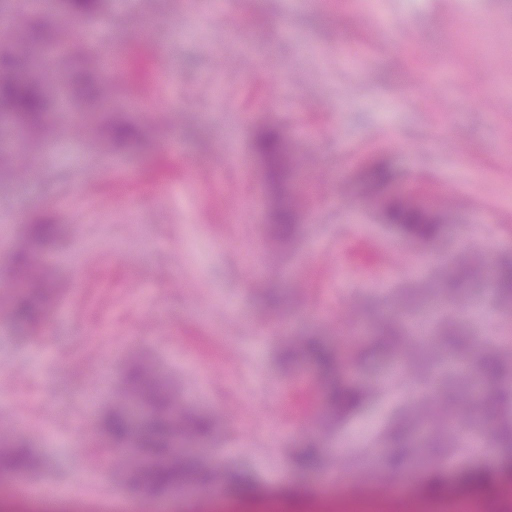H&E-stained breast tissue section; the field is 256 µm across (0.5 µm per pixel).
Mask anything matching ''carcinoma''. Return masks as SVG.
Listing matches in <instances>:
<instances>
[{
	"label": "carcinoma",
	"mask_w": 512,
	"mask_h": 512,
	"mask_svg": "<svg viewBox=\"0 0 512 512\" xmlns=\"http://www.w3.org/2000/svg\"><path fill=\"white\" fill-rule=\"evenodd\" d=\"M64 13L83 19L99 14L103 0H60ZM49 37L43 25H29L15 33L19 47L0 48V117L33 130L43 128L47 113L52 108L51 89L47 79L37 69L35 54L39 45ZM150 49L146 45L133 47L122 62L120 79L128 92L138 93L148 79ZM103 65L98 58L77 54L65 73L73 96L91 112H108L112 93L104 86ZM107 137L120 143H130L140 137L137 126L120 117L109 119L104 127ZM252 150L262 162L268 186L273 193L272 224L280 238H294L299 223V204L293 193L294 162L280 132L273 125H259L253 130ZM395 175L383 164L373 167L365 178L366 189L376 193L384 190ZM385 223L396 227L407 243L428 242L438 238L442 225L434 218L430 207L414 205L407 198L391 194L381 210ZM59 227L46 215H39L29 223L22 253L18 254L13 274L24 283V289L13 296L12 314L20 321L35 323L45 313L52 289L47 280L37 275L31 255L53 242ZM475 274L473 266L455 263L441 277L437 307L454 305L462 296V285ZM495 288L502 301L512 302V260L502 261L493 271ZM378 339L370 346L360 347L345 336V330L336 327V342L321 336H308L296 345L285 348L280 363L290 365L297 359L310 363L321 379L320 396L327 408L325 420L341 429L346 421L361 412L369 403L387 400L400 385V380L418 372L427 374L444 353L467 360L470 371L453 373L438 379L443 389L434 401V410L440 420L433 421L424 412L397 407L393 419L382 428L380 440L391 448L385 463L394 469L409 452L408 429L411 421L422 419L435 431V447L455 448L459 441L457 431L448 424L467 416L461 409L469 398L475 379L489 385L478 405L488 417L489 446L512 448V359L501 355L492 345L477 348L461 333L454 323L439 314H430L422 322L418 334L408 337L404 327L392 320H383L378 326ZM424 343L423 350L402 365L400 374L385 383L372 385L354 383L347 379L346 370L364 362L372 354H385L406 343ZM129 392L144 397L150 408V417L137 427L129 424L125 409L117 405L109 409L100 421L112 439L124 444L134 443L141 453L142 466L134 480L147 493H160L187 483L206 480L207 473L197 457L175 449L179 433L201 437L207 424L185 412L180 401L165 392L158 377L151 371L135 365L129 372ZM323 436L311 435L290 452L293 463L309 468L324 463ZM34 458L21 435L0 437V473L30 468ZM233 491L242 499H258L265 493L264 486L255 478L233 470L224 474ZM456 483L477 494L512 483V466L490 468L472 462L466 454L456 463ZM423 500L448 497V467L444 461L435 462L418 488Z\"/></svg>",
	"instance_id": "obj_1"
}]
</instances>
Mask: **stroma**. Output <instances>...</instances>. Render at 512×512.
Returning a JSON list of instances; mask_svg holds the SVG:
<instances>
[{"label":"stroma","mask_w":512,"mask_h":512,"mask_svg":"<svg viewBox=\"0 0 512 512\" xmlns=\"http://www.w3.org/2000/svg\"><path fill=\"white\" fill-rule=\"evenodd\" d=\"M102 56L149 43L152 79L112 106L143 130L113 146L83 108L58 113L39 141L0 125V433L21 432L36 464L0 477L54 487V512H185L232 501L223 482L152 496L133 487L98 423L127 390L132 363L211 422L198 457L220 474L245 468L278 494H339L330 471H299L288 451L324 419L312 366H281L294 338L351 333L405 313L391 292L416 289L433 309L445 262L478 256L459 314L476 335L512 325L489 272L512 259V0H108L73 24ZM278 126L295 157L301 199L292 244L270 234L272 198L251 152L256 126ZM393 191L440 205L443 235L396 245L363 175L377 160ZM60 225L40 256L55 288L42 321L5 308L24 230ZM389 405L342 432L368 447ZM352 468L414 494L433 447L395 471ZM84 493L66 496L72 483Z\"/></svg>","instance_id":"obj_1"}]
</instances>
